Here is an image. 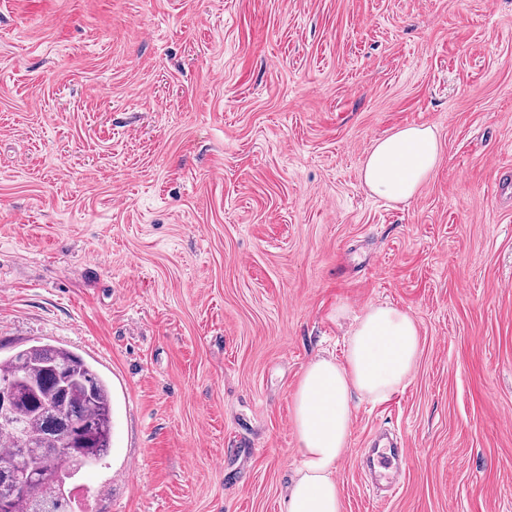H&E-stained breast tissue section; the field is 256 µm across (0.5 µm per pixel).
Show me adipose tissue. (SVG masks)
I'll return each instance as SVG.
<instances>
[{"label": "adipose tissue", "mask_w": 512, "mask_h": 512, "mask_svg": "<svg viewBox=\"0 0 512 512\" xmlns=\"http://www.w3.org/2000/svg\"><path fill=\"white\" fill-rule=\"evenodd\" d=\"M439 143L428 127L407 126L378 139L361 177L374 195L407 202L432 176ZM422 353L413 317L372 305L356 318L345 361L320 357L304 369L293 395V426L301 465L282 512H342L336 465L352 428L351 392L382 402L405 386Z\"/></svg>", "instance_id": "ef3b65f1"}]
</instances>
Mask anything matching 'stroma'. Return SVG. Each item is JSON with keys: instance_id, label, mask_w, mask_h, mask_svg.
Wrapping results in <instances>:
<instances>
[{"instance_id": "stroma-1", "label": "stroma", "mask_w": 512, "mask_h": 512, "mask_svg": "<svg viewBox=\"0 0 512 512\" xmlns=\"http://www.w3.org/2000/svg\"><path fill=\"white\" fill-rule=\"evenodd\" d=\"M410 125L436 169L379 198L363 161ZM508 165L512 0H0V355L109 384L77 512H281L300 377L379 304L422 355L355 401L342 512H512ZM406 450L404 442L401 441H396L393 445H373L367 456L366 465L375 472H387L396 468L399 459L406 454Z\"/></svg>"}]
</instances>
